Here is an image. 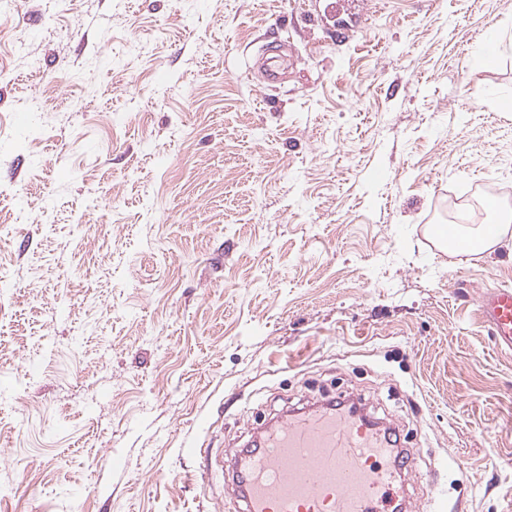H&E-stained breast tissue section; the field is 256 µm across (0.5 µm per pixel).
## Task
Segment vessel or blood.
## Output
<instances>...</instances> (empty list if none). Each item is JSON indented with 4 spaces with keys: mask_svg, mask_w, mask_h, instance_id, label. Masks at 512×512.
Segmentation results:
<instances>
[{
    "mask_svg": "<svg viewBox=\"0 0 512 512\" xmlns=\"http://www.w3.org/2000/svg\"><path fill=\"white\" fill-rule=\"evenodd\" d=\"M478 311L494 345L512 350V288L491 286ZM232 465L235 512H406L412 448L384 428L329 405L294 410L259 428Z\"/></svg>",
    "mask_w": 512,
    "mask_h": 512,
    "instance_id": "1",
    "label": "vessel or blood"
}]
</instances>
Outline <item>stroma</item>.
Returning a JSON list of instances; mask_svg holds the SVG:
<instances>
[{"mask_svg": "<svg viewBox=\"0 0 512 512\" xmlns=\"http://www.w3.org/2000/svg\"><path fill=\"white\" fill-rule=\"evenodd\" d=\"M0 10V512H233L254 429L338 396L419 449L413 507L512 512L477 314L512 232L432 239L453 198L468 237L512 209V0Z\"/></svg>", "mask_w": 512, "mask_h": 512, "instance_id": "35a3bbf8", "label": "stroma"}]
</instances>
